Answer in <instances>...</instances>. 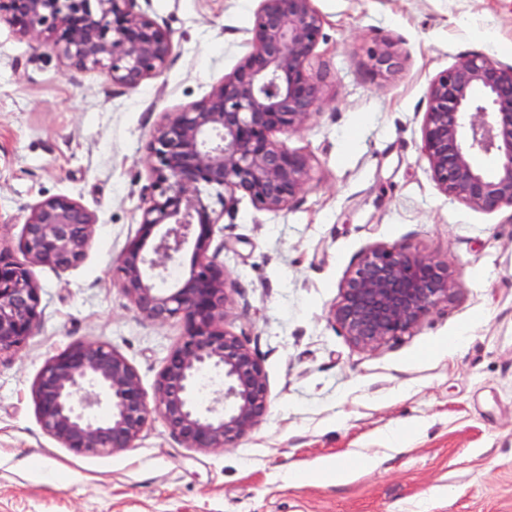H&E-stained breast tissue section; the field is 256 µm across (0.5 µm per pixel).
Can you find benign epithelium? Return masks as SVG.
Masks as SVG:
<instances>
[{"instance_id":"7a95c632","label":"benign epithelium","mask_w":512,"mask_h":512,"mask_svg":"<svg viewBox=\"0 0 512 512\" xmlns=\"http://www.w3.org/2000/svg\"><path fill=\"white\" fill-rule=\"evenodd\" d=\"M133 0H0L18 34L53 38L70 64L103 67L112 81L136 87L157 75L172 50L169 34ZM322 18L312 0H260L251 51L205 99L168 112L148 144L153 194L137 238L119 256L122 290L145 319L179 317L184 335L170 352L148 399L138 372L102 343L78 342L51 357L34 383L43 430L78 455L134 447L157 413L185 447L236 446L267 413L268 386L257 356L226 329L230 284L209 248L218 220L236 192L259 207L281 210L302 190L307 159L276 132L299 128L321 101L309 73ZM372 60L390 70L389 49ZM423 152L438 188L466 205L493 211L512 206V66L470 55L430 84ZM477 154L497 158L479 168ZM92 215L56 196L36 204L24 224L18 259L0 249V353L34 335L41 311L32 267L60 271L78 265L94 233ZM192 245L191 262L170 288L156 280L166 263ZM448 263L396 247L369 251L341 286L332 317L356 345L372 348L417 325L448 301ZM216 370L223 388L202 408L196 393L203 374ZM105 406L99 418L94 407Z\"/></svg>"}]
</instances>
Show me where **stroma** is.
Returning <instances> with one entry per match:
<instances>
[{
	"label": "stroma",
	"mask_w": 512,
	"mask_h": 512,
	"mask_svg": "<svg viewBox=\"0 0 512 512\" xmlns=\"http://www.w3.org/2000/svg\"><path fill=\"white\" fill-rule=\"evenodd\" d=\"M309 62L321 105L275 141L303 155L302 191L279 211L236 194L211 252L233 282L226 326L260 360L269 411L236 447H185L152 415L133 448L77 455L42 429L34 382L77 342H102L153 392L184 324L143 318L118 257L152 193L147 145L164 113L206 98L251 49L259 0H134L172 51L139 86L79 69L46 38L0 21V246L19 253L35 204L83 205L84 261L34 267L41 321L0 356V512H512V207H470L433 179L422 147L431 81L466 56L510 66L512 0H313ZM398 58L378 72L374 49ZM359 135L347 142L352 124ZM447 262V302L375 347L331 311L370 249ZM456 336L448 356L434 347ZM413 429L405 446L384 441ZM372 458L345 484L290 485V468Z\"/></svg>",
	"instance_id": "35a3bbf8"
}]
</instances>
